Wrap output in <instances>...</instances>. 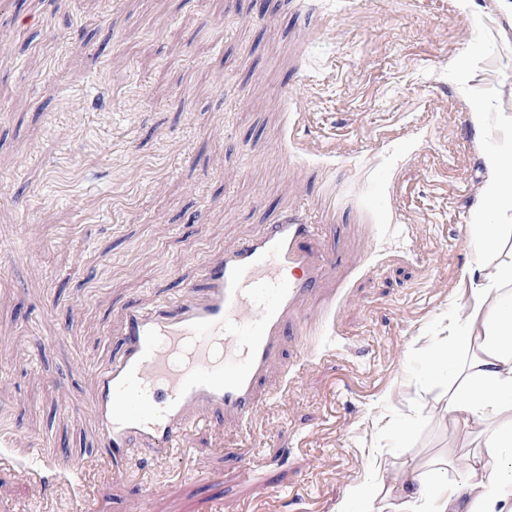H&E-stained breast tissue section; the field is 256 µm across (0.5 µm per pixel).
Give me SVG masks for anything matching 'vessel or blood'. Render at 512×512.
<instances>
[{"label":"vessel or blood","mask_w":512,"mask_h":512,"mask_svg":"<svg viewBox=\"0 0 512 512\" xmlns=\"http://www.w3.org/2000/svg\"><path fill=\"white\" fill-rule=\"evenodd\" d=\"M317 238L305 212H284L239 249L208 261L204 288L188 284L172 300L125 310L121 348L101 371L91 404L97 462L120 475L133 452L173 453L197 418L213 413L244 423L258 416L265 404L258 386L281 355L285 326L332 262ZM348 288L340 283L326 300L322 335H335ZM43 462L28 476L42 478L47 467L85 471L66 456Z\"/></svg>","instance_id":"obj_1"}]
</instances>
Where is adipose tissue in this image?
Here are the masks:
<instances>
[{
    "mask_svg": "<svg viewBox=\"0 0 512 512\" xmlns=\"http://www.w3.org/2000/svg\"><path fill=\"white\" fill-rule=\"evenodd\" d=\"M496 178L484 189L487 210L512 206V164L496 153L485 158ZM476 260L464 322L449 320L452 350L441 351L428 370L441 375L453 349L466 360L449 388V420L472 440V451L460 480L433 485L427 478L411 485L397 512H512V260L488 266V255L503 240V227L485 214L468 226Z\"/></svg>",
    "mask_w": 512,
    "mask_h": 512,
    "instance_id": "1",
    "label": "adipose tissue"
}]
</instances>
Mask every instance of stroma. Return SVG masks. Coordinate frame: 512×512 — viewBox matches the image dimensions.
<instances>
[{"label": "stroma", "instance_id": "obj_1", "mask_svg": "<svg viewBox=\"0 0 512 512\" xmlns=\"http://www.w3.org/2000/svg\"><path fill=\"white\" fill-rule=\"evenodd\" d=\"M265 3L0 0V512H351L354 488L395 505L414 473L464 471L425 363L465 317L484 156L512 161V0ZM368 141L392 159L375 175ZM374 185L421 261L344 205ZM301 207L338 263L288 321L265 382L285 391L256 423L209 418L123 479L21 473L36 448L95 456L125 305ZM372 244L383 263L352 279ZM347 280L329 351L310 326Z\"/></svg>", "mask_w": 512, "mask_h": 512}]
</instances>
